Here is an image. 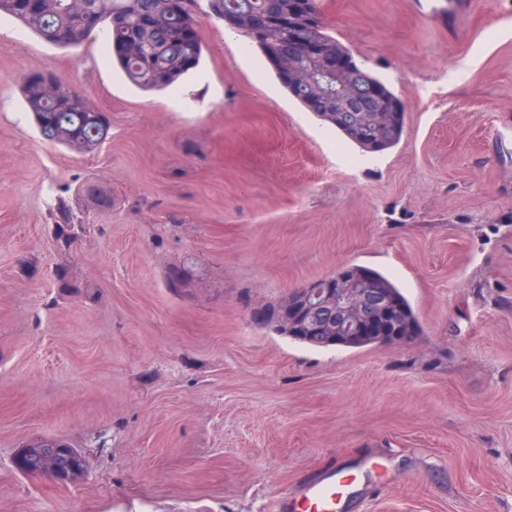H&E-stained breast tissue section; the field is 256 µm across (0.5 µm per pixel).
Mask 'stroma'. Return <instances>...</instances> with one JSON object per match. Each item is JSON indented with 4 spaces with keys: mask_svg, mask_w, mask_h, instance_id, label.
<instances>
[{
    "mask_svg": "<svg viewBox=\"0 0 512 512\" xmlns=\"http://www.w3.org/2000/svg\"><path fill=\"white\" fill-rule=\"evenodd\" d=\"M441 5L321 0L405 103L401 141L350 167L355 146L208 0L182 112L102 39L61 48L0 17V512H265L352 473L343 512H512V0L452 24ZM31 70L106 113L108 138L43 139ZM346 264L399 286L414 343L315 349L254 322ZM52 439L84 456L77 484L15 468Z\"/></svg>",
    "mask_w": 512,
    "mask_h": 512,
    "instance_id": "stroma-1",
    "label": "stroma"
}]
</instances>
